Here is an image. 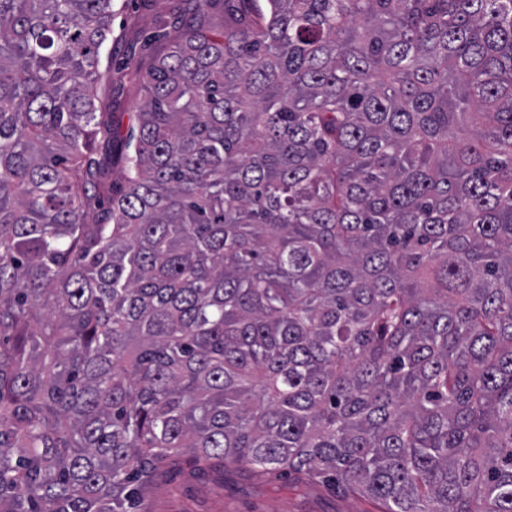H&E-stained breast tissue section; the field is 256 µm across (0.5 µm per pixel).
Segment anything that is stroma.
<instances>
[{
    "label": "stroma",
    "mask_w": 512,
    "mask_h": 512,
    "mask_svg": "<svg viewBox=\"0 0 512 512\" xmlns=\"http://www.w3.org/2000/svg\"><path fill=\"white\" fill-rule=\"evenodd\" d=\"M112 40L116 62L133 57L150 65L168 50L191 15L176 0H114ZM153 512H365L359 500L324 488L291 487L287 480H256L217 468L197 470L185 461L170 464L151 488Z\"/></svg>",
    "instance_id": "35a3bbf8"
}]
</instances>
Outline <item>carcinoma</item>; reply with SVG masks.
Returning <instances> with one entry per match:
<instances>
[{"instance_id":"1","label":"carcinoma","mask_w":512,"mask_h":512,"mask_svg":"<svg viewBox=\"0 0 512 512\" xmlns=\"http://www.w3.org/2000/svg\"><path fill=\"white\" fill-rule=\"evenodd\" d=\"M112 2L0 0V512H512V0H194L126 131ZM102 112H116L117 119H122L123 130L126 131L129 124V112H139L143 103L144 94L128 82L115 81L112 86L103 85L100 90ZM229 487V488H227ZM149 499L154 512H364L360 500L323 487H288V480H256L218 468L199 471L174 461L157 478Z\"/></svg>"}]
</instances>
